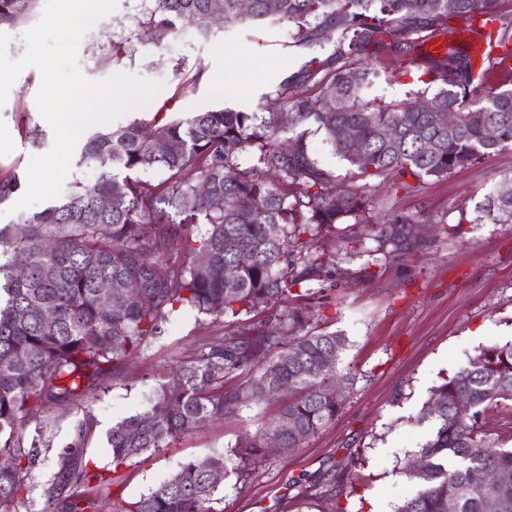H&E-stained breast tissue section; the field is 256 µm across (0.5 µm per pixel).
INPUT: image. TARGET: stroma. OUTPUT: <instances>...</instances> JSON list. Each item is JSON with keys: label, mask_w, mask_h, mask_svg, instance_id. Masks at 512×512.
<instances>
[{"label": "stroma", "mask_w": 512, "mask_h": 512, "mask_svg": "<svg viewBox=\"0 0 512 512\" xmlns=\"http://www.w3.org/2000/svg\"><path fill=\"white\" fill-rule=\"evenodd\" d=\"M132 7L131 0H117L115 10L85 35L80 67L94 81L118 71L162 82L150 107L165 108L170 118L222 105L264 109V92L308 58L294 46L291 24L230 23L208 38L188 30L160 49L141 45L114 68L94 67L113 30L133 25ZM41 81L37 69H25L0 105V175L26 176L31 157L53 145V131L35 103ZM34 129L40 132L36 141L30 136ZM506 172H512V152L487 156L445 179L427 180L413 193L374 186L371 212L378 219L394 211L424 227L449 223L457 232L437 235L429 247L370 268L363 258H349L315 289L309 304L321 310L323 330L348 339L340 367L352 385L343 409L300 448L267 454L239 484L221 488L224 512H373L378 502L395 512L417 492L401 466L427 436L415 419L431 388L465 366L479 347L512 340V226L468 221ZM225 331L223 320L183 313L120 374L76 406L41 409L36 421L45 430V446L32 474V498L41 500L58 453L73 441L82 419L91 422L87 459L110 468L106 435L112 424L149 408L176 362ZM278 408L276 402L255 400L232 419L145 453L119 469L118 490L134 500L187 460L214 451L232 456L237 442L266 428Z\"/></svg>", "instance_id": "35a3bbf8"}]
</instances>
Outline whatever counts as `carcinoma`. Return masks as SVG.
Wrapping results in <instances>:
<instances>
[{"instance_id":"cac0c4a2","label":"carcinoma","mask_w":512,"mask_h":512,"mask_svg":"<svg viewBox=\"0 0 512 512\" xmlns=\"http://www.w3.org/2000/svg\"><path fill=\"white\" fill-rule=\"evenodd\" d=\"M498 0H149L137 38L160 47L193 28L209 36L215 23L288 22L294 46L324 49L283 78L264 97L281 113L215 107L163 120L146 110L126 127L97 131L80 144L76 165L94 162L92 184L76 181L63 200L18 224L0 225V512H98L99 494L112 495L114 478L85 461L90 422L57 456L35 509L28 497L38 464L42 427L25 432L46 405L70 408L118 375L128 359L160 336L175 313L190 308L233 324L242 314L280 308L263 327L233 329L202 345L172 372L153 405L107 433L112 473L149 451L211 421L235 416L263 383L280 400L263 431L239 440L233 457L220 454L182 464L134 501L112 499V512H223L211 479L241 480L276 435L292 451L336 419L344 404L336 382L347 338L317 326L307 299L351 253L374 266L421 241L416 222L394 214L366 223L339 246L323 241L336 225L365 212L369 180L415 192L427 178H446L491 154L512 151V65L492 84L484 72L512 62V17ZM37 0H0V27L29 19ZM483 16L498 22L497 57L481 68L461 44L443 56L421 51L426 38ZM410 63L424 88L399 102L368 98L390 64ZM452 112L457 123L437 122ZM288 120H283V114ZM489 125L498 128L486 138ZM322 133L347 166L352 183L310 154L308 134ZM164 175L158 183L146 178ZM21 187L16 174L0 177V204ZM470 224L512 223V174L503 175L475 206ZM235 242L230 248L227 242ZM26 273L18 274V266ZM140 284L145 300L128 295ZM112 285V304L98 302ZM50 308L53 322L42 312ZM300 335L287 341L277 324ZM241 377L225 388L227 377ZM512 405V341L477 350L468 365L435 386L417 423L431 433L408 456L402 472L420 489L396 512H512V423L498 408ZM427 459V468L416 460ZM486 469L509 479L489 486L471 474Z\"/></svg>"}]
</instances>
